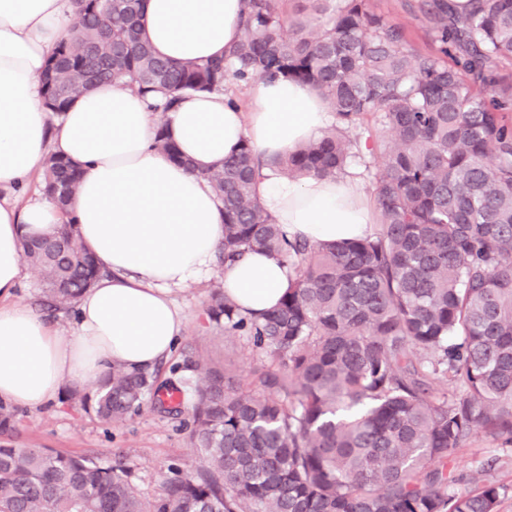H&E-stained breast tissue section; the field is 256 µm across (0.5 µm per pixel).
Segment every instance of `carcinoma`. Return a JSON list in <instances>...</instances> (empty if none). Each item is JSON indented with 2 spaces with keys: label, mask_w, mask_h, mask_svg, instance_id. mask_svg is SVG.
Listing matches in <instances>:
<instances>
[{
  "label": "carcinoma",
  "mask_w": 512,
  "mask_h": 512,
  "mask_svg": "<svg viewBox=\"0 0 512 512\" xmlns=\"http://www.w3.org/2000/svg\"><path fill=\"white\" fill-rule=\"evenodd\" d=\"M74 25L40 76L58 115L99 83L161 93L162 114L229 79H285L317 90L336 125L272 161L290 179L336 177L367 151L375 232L290 239L252 185L263 162L248 141L203 177L224 203L222 265L263 253L295 274L259 317L223 290L206 307L269 366L252 381L193 351L171 367L114 361L80 403L103 423L154 408L180 420L200 457L169 468L141 497L123 452L111 465L0 442V512H500L507 488H456L455 449L480 433L512 447V0H414L435 51L421 53L369 0H244L239 40L220 60L172 63L142 35L145 0H71ZM373 116L375 136L364 125ZM155 146L183 162L157 126ZM50 154L39 190L63 214L82 180ZM40 305L73 311L102 273L67 220L24 238ZM16 409L0 401V434Z\"/></svg>",
  "instance_id": "1"
}]
</instances>
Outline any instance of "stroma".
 <instances>
[{
	"instance_id": "1",
	"label": "stroma",
	"mask_w": 512,
	"mask_h": 512,
	"mask_svg": "<svg viewBox=\"0 0 512 512\" xmlns=\"http://www.w3.org/2000/svg\"><path fill=\"white\" fill-rule=\"evenodd\" d=\"M408 0H371V6L392 23L403 27L416 48L432 49L425 20L411 15ZM223 267L213 271L191 289L177 293L176 300L186 314V331L182 345L207 354L216 365L234 364L252 371L260 362L244 339L230 338L209 323L205 309L213 288L223 282ZM70 386H63L57 398L44 407H17L12 439L23 448H52L85 454L107 464L115 452L127 457L132 481L140 494L153 498L171 465L192 468L199 459L189 446L186 433L176 420L144 409L139 416L119 424H105L81 409L72 399ZM454 459L462 477L463 490L472 491L493 482L508 487L500 512H512V455L501 454L499 443L491 436L479 434L470 445L456 449Z\"/></svg>"
}]
</instances>
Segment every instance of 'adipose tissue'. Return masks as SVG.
Returning <instances> with one entry per match:
<instances>
[{
	"label": "adipose tissue",
	"instance_id": "1",
	"mask_svg": "<svg viewBox=\"0 0 512 512\" xmlns=\"http://www.w3.org/2000/svg\"><path fill=\"white\" fill-rule=\"evenodd\" d=\"M244 0H147L143 30L173 62L224 56L241 35ZM73 24L70 0H0V400L36 408L64 384L96 383L120 361L151 368L176 348L186 326L175 292L207 275L224 240V213L205 171L242 140L266 159L315 139L324 98L309 86L260 81L248 112L222 92L187 95L168 115L184 160L157 151L154 112L136 91L100 85L55 116L38 78ZM80 163L72 203L78 231L104 269L80 298L70 334L17 298L25 277L23 236L52 231L57 210L28 181L48 154ZM256 195L289 235L313 243L363 237L374 207L353 175L289 179L263 169ZM293 276L256 252L224 270V292L259 315Z\"/></svg>",
	"mask_w": 512,
	"mask_h": 512
}]
</instances>
